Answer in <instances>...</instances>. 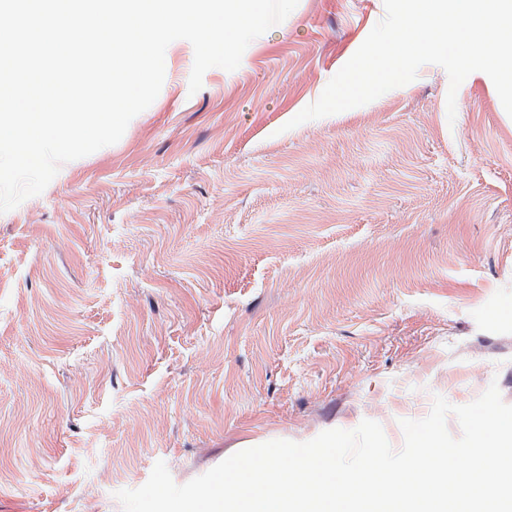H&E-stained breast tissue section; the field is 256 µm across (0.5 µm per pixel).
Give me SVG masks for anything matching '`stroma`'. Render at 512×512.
<instances>
[{
	"mask_svg": "<svg viewBox=\"0 0 512 512\" xmlns=\"http://www.w3.org/2000/svg\"><path fill=\"white\" fill-rule=\"evenodd\" d=\"M385 16L298 0L190 92L166 49L123 137L0 214V512H123L275 439L512 404V117L438 65L284 125Z\"/></svg>",
	"mask_w": 512,
	"mask_h": 512,
	"instance_id": "obj_1",
	"label": "stroma"
}]
</instances>
